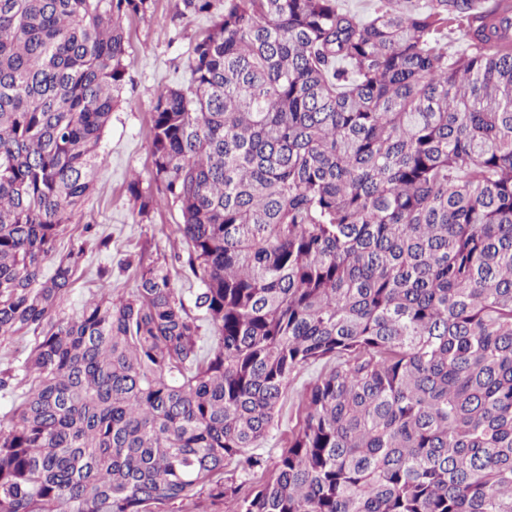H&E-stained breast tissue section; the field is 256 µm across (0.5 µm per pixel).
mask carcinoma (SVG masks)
<instances>
[{"mask_svg": "<svg viewBox=\"0 0 512 512\" xmlns=\"http://www.w3.org/2000/svg\"><path fill=\"white\" fill-rule=\"evenodd\" d=\"M181 4L213 21L128 191L199 288L101 269L69 315L55 243L157 0H0V512H512V0ZM324 371L323 364H317L307 367L295 374L294 380L288 392V400L284 406L282 416L279 421L278 429H275L271 436L258 449L271 464L280 455L283 448L286 447L288 431L296 423V405L294 404V394L300 390L303 385L316 378L321 372Z\"/></svg>", "mask_w": 512, "mask_h": 512, "instance_id": "1", "label": "carcinoma"}]
</instances>
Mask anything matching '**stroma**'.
<instances>
[{"label":"stroma","mask_w":512,"mask_h":512,"mask_svg":"<svg viewBox=\"0 0 512 512\" xmlns=\"http://www.w3.org/2000/svg\"><path fill=\"white\" fill-rule=\"evenodd\" d=\"M180 7L181 0H157L154 19L126 23L133 65L122 100L104 132L97 181L85 203L97 226L86 234L81 223L66 225L57 243L63 253L78 244L85 248L66 303L67 313L79 312L91 293L100 288L99 268L110 270L113 289L133 288L135 268L143 257L167 263L173 284L183 296H190L198 286L179 260L186 245L178 232V211L162 206L146 221H139L127 191L129 181L135 177L143 192L157 191L152 174L149 111L156 94L165 86L188 80L191 47L197 34L210 24L206 17L189 23L178 20ZM103 237L110 240L105 250L98 247Z\"/></svg>","instance_id":"stroma-1"}]
</instances>
